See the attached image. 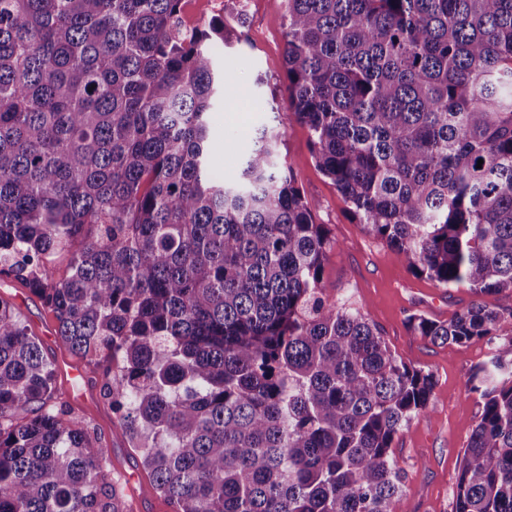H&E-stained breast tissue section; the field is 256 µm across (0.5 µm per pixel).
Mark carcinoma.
Listing matches in <instances>:
<instances>
[{
    "mask_svg": "<svg viewBox=\"0 0 512 512\" xmlns=\"http://www.w3.org/2000/svg\"><path fill=\"white\" fill-rule=\"evenodd\" d=\"M286 2L288 101L357 222L418 276L512 292V0ZM181 3L0 0V277L101 368L176 512H392L393 442L434 377L331 296L329 232L280 133L259 131L237 177L209 171L225 25L184 32ZM507 316L410 320L489 346L455 512H512ZM107 452L0 299V512H127Z\"/></svg>",
    "mask_w": 512,
    "mask_h": 512,
    "instance_id": "obj_1",
    "label": "carcinoma"
}]
</instances>
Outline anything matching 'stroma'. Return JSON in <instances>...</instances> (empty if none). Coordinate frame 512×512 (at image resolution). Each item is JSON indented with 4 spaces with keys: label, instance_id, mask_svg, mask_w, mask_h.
<instances>
[{
    "label": "stroma",
    "instance_id": "obj_1",
    "mask_svg": "<svg viewBox=\"0 0 512 512\" xmlns=\"http://www.w3.org/2000/svg\"><path fill=\"white\" fill-rule=\"evenodd\" d=\"M239 10L246 17L241 28L235 20ZM181 13L198 28L221 19L232 31L229 44L220 52L227 75L224 96L209 114L208 160L213 173L234 177L258 130L280 131V161L291 167L297 187L315 202V220L326 225L333 242L324 264L332 295L359 309L392 352L436 379L426 413L404 427L393 443L403 485L393 512H455L456 478L468 438L483 411L481 396L468 391L467 380L487 359L488 348L481 342L435 345L412 335L408 322L416 314L448 320L475 301V294L467 286L445 288L412 273L402 254L357 223L318 167L308 130L288 103L285 0H183ZM0 297L13 304L53 362L58 397L70 417L88 425L106 445L105 466L120 479L129 512H175L152 489L111 403L101 396L100 369L60 347L54 316L28 288L0 279Z\"/></svg>",
    "mask_w": 512,
    "mask_h": 512
}]
</instances>
